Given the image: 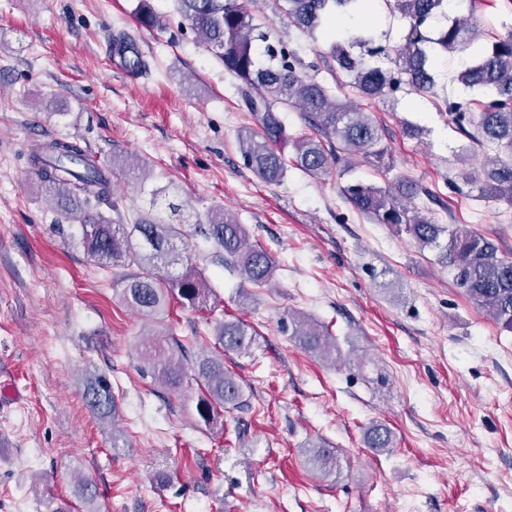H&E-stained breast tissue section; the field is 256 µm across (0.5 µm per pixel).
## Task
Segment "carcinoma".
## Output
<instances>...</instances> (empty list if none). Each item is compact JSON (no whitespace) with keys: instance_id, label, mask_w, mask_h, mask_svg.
Listing matches in <instances>:
<instances>
[{"instance_id":"cac0c4a2","label":"carcinoma","mask_w":512,"mask_h":512,"mask_svg":"<svg viewBox=\"0 0 512 512\" xmlns=\"http://www.w3.org/2000/svg\"><path fill=\"white\" fill-rule=\"evenodd\" d=\"M284 12L291 25L314 33L334 19L352 17L370 8V0H284ZM391 12L406 20V34L392 66L384 68L369 59L384 55L387 48L372 30L357 29L333 42L331 56L338 71L351 78L352 88L365 100L396 102L404 88L420 96L435 95L434 62L437 53H465L468 60L456 80L465 90L488 93L473 113L468 101L445 102L454 128L484 151L483 172L477 180L479 197L504 199L512 205V32L494 38L488 46L479 44L482 33L474 20V0H464L454 17L448 15V0H385ZM183 22L199 42L224 64L236 80V90L259 130L238 137L244 165L266 183H279L288 171L284 148L293 143L294 165L312 176L326 172L339 154H360L378 168H392L380 128L372 117L353 101H340L302 70L293 52L267 47L268 62L257 58L256 41L267 34L258 30L254 17L241 0H176ZM133 15L139 26L160 28L150 0H139ZM440 19L445 24L435 30L430 25ZM297 109L319 139L303 136L291 139L280 112ZM30 161L37 171L51 209L73 215L81 224V245L100 268L112 271L118 288L114 299L154 319L176 302L183 308L204 310L212 293L201 271L189 269L174 275L170 269L189 264L184 231L157 211L164 190L151 191L149 207L129 216V223H116L99 206L112 198L114 176L123 174L126 163L112 156L101 163L75 141L52 140L36 146ZM343 194L353 209L375 224H387L396 233L406 234L421 249L438 252L439 261L455 271L457 286L478 305L487 309L501 327L512 330V261L498 254L497 246L471 230L436 224L428 209L415 200L420 195L433 202L434 196L406 179L379 187L356 182ZM199 232L212 243L215 261L235 269L241 277L262 286L273 278L276 264L260 246L249 243L246 225L237 216L214 206L197 220ZM282 329L305 351L333 359L336 344L328 331L310 316L296 312L281 320ZM214 348H203L185 364V347L176 338L161 332L143 337L137 352L142 373L161 388L182 395L197 387L193 410L197 421L214 429L226 409L246 405L242 386L224 369V353H246L255 334L242 320H215ZM84 397L87 407L99 420H114L119 413L112 385L103 375L91 379ZM367 447H392L391 432L373 425L365 433ZM307 464L319 475L328 476L336 466V456L322 443L304 450ZM83 512H100L92 486L80 481Z\"/></svg>"}]
</instances>
